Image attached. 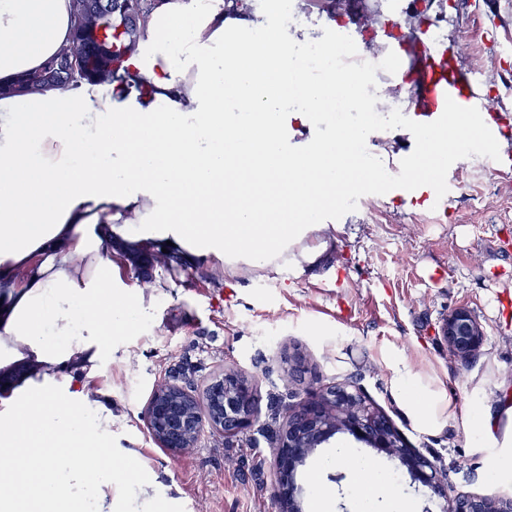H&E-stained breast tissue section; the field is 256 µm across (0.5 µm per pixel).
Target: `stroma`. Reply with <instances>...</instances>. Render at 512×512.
Here are the masks:
<instances>
[{
    "label": "stroma",
    "mask_w": 512,
    "mask_h": 512,
    "mask_svg": "<svg viewBox=\"0 0 512 512\" xmlns=\"http://www.w3.org/2000/svg\"><path fill=\"white\" fill-rule=\"evenodd\" d=\"M446 4L431 10L444 44L480 72L488 101L512 114V0ZM288 18V33L300 43L343 27L317 0H288ZM372 139L389 170L415 145L402 128ZM447 178L448 200L434 208L387 194L361 197L312 265L256 269L233 281L212 257L200 258L202 275L191 281L160 268L148 281L131 267L121 269L126 285L143 290L149 314L112 334V350L88 394L112 411L102 446L132 454L135 478L156 487L159 512H280L272 472H265L261 490L240 478V462L270 458L257 428L228 448L208 433L174 455L154 441L144 410L170 367L185 360L203 378L239 366L266 400L284 390L279 356L285 347L302 355L305 386L358 376L366 404L446 473L449 493L512 499V443L474 429L477 415L498 414L512 402V167L498 169L473 156L458 160ZM459 307L485 330L483 346L466 365L449 356L438 334L442 319ZM394 356L442 381L452 417L429 432L415 426L390 384ZM362 458L394 468L385 455L347 436L316 452L301 475L304 512H316L319 489L325 512H356L350 489Z\"/></svg>",
    "instance_id": "stroma-1"
}]
</instances>
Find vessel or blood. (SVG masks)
I'll return each instance as SVG.
<instances>
[{
  "label": "vessel or blood",
  "instance_id": "obj_1",
  "mask_svg": "<svg viewBox=\"0 0 512 512\" xmlns=\"http://www.w3.org/2000/svg\"><path fill=\"white\" fill-rule=\"evenodd\" d=\"M398 74L412 80L413 93L420 103L416 114L423 122L438 119L449 99L483 113L488 110L481 81L458 62L450 46H429L422 60L405 59Z\"/></svg>",
  "mask_w": 512,
  "mask_h": 512
}]
</instances>
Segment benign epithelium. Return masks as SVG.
I'll list each match as a JSON object with an SVG mask.
<instances>
[{
	"label": "benign epithelium",
	"mask_w": 512,
	"mask_h": 512,
	"mask_svg": "<svg viewBox=\"0 0 512 512\" xmlns=\"http://www.w3.org/2000/svg\"><path fill=\"white\" fill-rule=\"evenodd\" d=\"M440 334L448 354L462 362L480 350L485 336L480 322L464 307L448 313L441 322ZM224 374L233 383V393L225 398V405L238 409L237 414L230 416L233 428L224 429V417L210 415L204 398L192 393L189 399L198 406L197 420L226 435L240 434L254 423L256 392L243 369L226 368ZM147 410L146 421L154 439L172 454L180 453L182 448L168 442L167 419L173 410L158 393L151 395ZM297 411L301 421L296 423L291 415H286L271 450L270 464L278 477L275 497L282 512H303L304 488L299 481L302 469L310 456L339 435L351 436L395 461L408 474L409 486L423 492L429 500H448V483L435 465L412 448L386 418L359 402L355 392L340 386L336 395L329 397L323 390L307 389L297 398ZM468 500L470 512H512L511 499L470 495Z\"/></svg>",
	"instance_id": "benign-epithelium-1"
}]
</instances>
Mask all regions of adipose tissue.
I'll return each mask as SVG.
<instances>
[{"instance_id":"adipose-tissue-1","label":"adipose tissue","mask_w":512,"mask_h":512,"mask_svg":"<svg viewBox=\"0 0 512 512\" xmlns=\"http://www.w3.org/2000/svg\"><path fill=\"white\" fill-rule=\"evenodd\" d=\"M146 39L126 66L138 85L0 96V371L22 364L0 410V447L36 449L41 497L56 503L70 476L96 467L101 484L127 472L113 451L84 449L112 421L91 424L84 388L97 374L109 330L144 317L141 291L117 282L111 242H171L185 258L211 256L227 278L254 268L312 264L306 238L330 239L326 214L367 175L353 143L364 128L288 149L291 124L327 119L332 98L355 79L333 70L310 82L288 45V15L230 13L224 0H161ZM72 38L71 0H0V85L39 69ZM301 87L307 105L277 103ZM242 105L240 113L224 104ZM249 178L272 187L265 213L239 189ZM390 382L415 423L435 428L452 405L401 357ZM357 504L390 498L414 512L394 475L359 466Z\"/></svg>"}]
</instances>
